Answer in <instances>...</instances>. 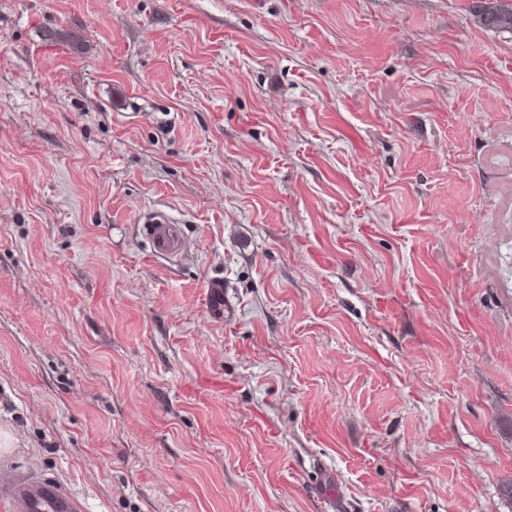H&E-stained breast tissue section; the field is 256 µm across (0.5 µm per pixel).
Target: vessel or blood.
I'll list each match as a JSON object with an SVG mask.
<instances>
[{
	"mask_svg": "<svg viewBox=\"0 0 512 512\" xmlns=\"http://www.w3.org/2000/svg\"><path fill=\"white\" fill-rule=\"evenodd\" d=\"M143 234L155 253L174 255L180 250L179 228L163 214L146 218ZM0 505L7 512H82L79 500L54 483L8 470L0 472Z\"/></svg>",
	"mask_w": 512,
	"mask_h": 512,
	"instance_id": "vessel-or-blood-1",
	"label": "vessel or blood"
}]
</instances>
